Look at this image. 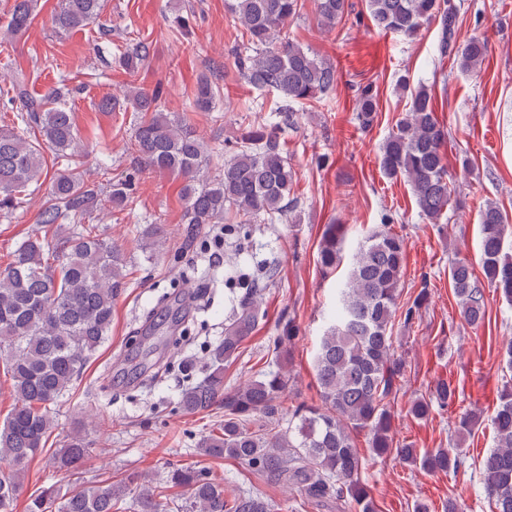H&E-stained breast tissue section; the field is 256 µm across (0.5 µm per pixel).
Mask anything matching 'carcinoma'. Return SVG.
I'll list each match as a JSON object with an SVG mask.
<instances>
[{
    "mask_svg": "<svg viewBox=\"0 0 512 512\" xmlns=\"http://www.w3.org/2000/svg\"><path fill=\"white\" fill-rule=\"evenodd\" d=\"M320 25L334 29L351 19L350 0H314ZM228 7L243 26L247 43L232 50L240 73L257 91L272 94L279 105L268 121L249 125L239 138L224 144L223 168L209 175L211 148L187 121L161 109L160 90L149 93L133 87L124 102L142 113L134 135L135 159L144 169L183 180L184 223L203 227L217 224L228 210L244 222L224 228L237 238L247 235V225L259 219L273 224L293 213L289 199L294 172L283 152L278 132L297 122L295 105L319 101L337 83L336 65L288 40V24L299 14L301 0H229ZM374 25L385 33L412 37L425 25L439 31L437 53L449 57L466 72L480 68L488 56V41L462 40L453 0H365ZM102 0H62L53 16L54 26L65 32L81 29L100 15ZM33 20V0H13L5 32L16 35ZM148 53L143 43L119 56L126 73L138 72ZM398 86L410 93L411 105L383 141L379 167L389 179H403L411 187L419 213L436 227L447 230L442 219L452 194L448 160L443 145L447 129L435 114L430 89L410 86L402 76ZM219 89L208 80L198 82L190 107L195 112L215 108ZM375 87L357 88L355 120L367 129L376 120ZM24 130L0 127V211L9 213L31 187H40L47 175L41 146L52 149L60 165L52 176V189L38 214L39 224H64L81 220L97 207L100 188L74 172L78 153L74 116L67 93L51 89L45 101L29 97L18 81L6 90ZM131 181L112 185L111 207L128 199ZM481 269L477 275L464 258L450 268L452 293L460 318L470 326L485 319V287L512 305V255L504 251L508 218L493 202L480 211ZM348 229L326 225L318 252L325 272L344 260ZM165 238L160 224L140 231L141 246L153 251ZM405 266L403 237L386 229L361 240L352 254L346 280L337 289L335 321L320 336L314 357L320 404L301 402L288 409V428L281 426L282 398L289 376L281 354L298 337L293 321L275 337L276 369L261 372L224 392V364L236 359L243 341L255 327L261 305L252 291L224 327V337L209 352L206 381L187 386L180 406L198 413L224 399V424L198 444L199 453L228 458L252 472L299 493L311 503L336 504L339 512H376L371 492L361 480L362 460L352 438L357 431L369 436L372 454L396 459L435 473L456 476L470 467L458 448H416L395 440L394 415L386 399L398 390L404 363L397 354L392 329L395 319L411 324L419 317L428 293L399 302V285ZM126 258L112 246L95 224L61 232L54 238H30L14 251L0 272V354L11 374L15 404L0 427V512H13L31 460L44 448L55 428L50 407L69 391L87 359L106 340L118 288L125 278ZM458 392L448 381L435 383L429 398L412 400L407 415L416 420L432 412H447L456 405ZM260 414L265 424L252 430L251 418ZM481 422V412H459L451 441L458 444ZM495 448L486 458L479 480L495 512H512V385L497 396L490 416ZM86 439L71 435L52 457L53 467L66 475L79 474L89 456ZM167 487L182 490L171 498L162 486H150L143 477L136 487L119 481L75 484L61 495L44 486L30 496L27 512H119L127 497L136 500L137 512H274L265 497L250 491L228 493L195 466L169 471Z\"/></svg>",
    "mask_w": 512,
    "mask_h": 512,
    "instance_id": "obj_1",
    "label": "carcinoma"
}]
</instances>
